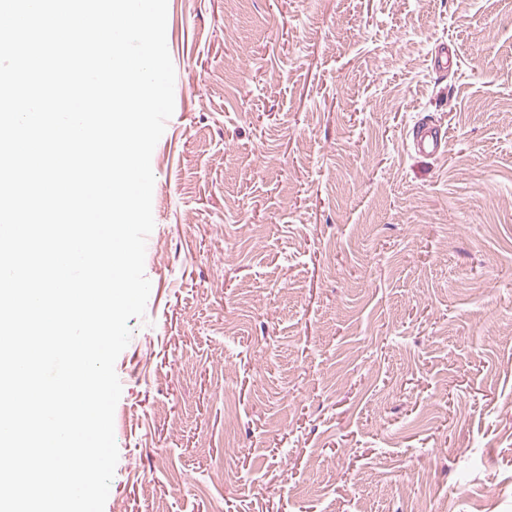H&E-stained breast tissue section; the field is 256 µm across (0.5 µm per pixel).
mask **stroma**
<instances>
[{
    "label": "stroma",
    "mask_w": 512,
    "mask_h": 512,
    "mask_svg": "<svg viewBox=\"0 0 512 512\" xmlns=\"http://www.w3.org/2000/svg\"><path fill=\"white\" fill-rule=\"evenodd\" d=\"M166 41L104 512H512V0H167ZM408 138L418 153H442L447 145L446 133L442 126L424 119L413 125Z\"/></svg>",
    "instance_id": "1"
}]
</instances>
